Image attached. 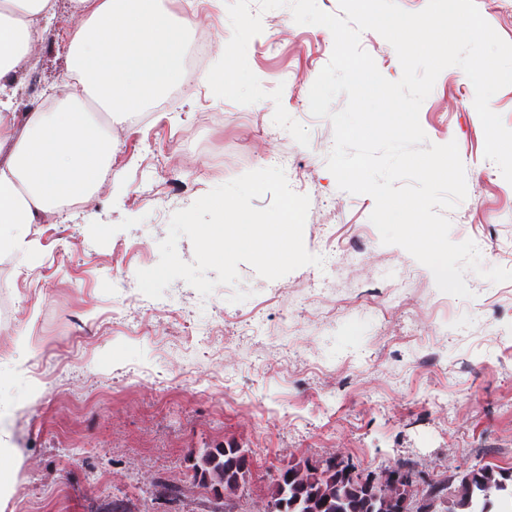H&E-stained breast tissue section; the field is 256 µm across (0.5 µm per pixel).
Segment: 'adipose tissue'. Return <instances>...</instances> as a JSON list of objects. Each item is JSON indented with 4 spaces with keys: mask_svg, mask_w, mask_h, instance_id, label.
<instances>
[{
    "mask_svg": "<svg viewBox=\"0 0 512 512\" xmlns=\"http://www.w3.org/2000/svg\"><path fill=\"white\" fill-rule=\"evenodd\" d=\"M56 0H0V258L29 225L91 194L112 161V114L183 83L189 23L162 0H71L76 17L66 91L50 109L17 114L16 73L54 16Z\"/></svg>",
    "mask_w": 512,
    "mask_h": 512,
    "instance_id": "1",
    "label": "adipose tissue"
}]
</instances>
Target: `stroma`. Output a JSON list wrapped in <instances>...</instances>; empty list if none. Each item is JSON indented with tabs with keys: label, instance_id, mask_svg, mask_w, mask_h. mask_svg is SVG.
<instances>
[{
	"label": "stroma",
	"instance_id": "35a3bbf8",
	"mask_svg": "<svg viewBox=\"0 0 512 512\" xmlns=\"http://www.w3.org/2000/svg\"><path fill=\"white\" fill-rule=\"evenodd\" d=\"M262 24L248 64L265 90L282 88L309 146L270 128L271 100L212 93L206 68L232 34L223 24L196 81L113 119L98 192L31 225L28 248L0 260V446L17 457L5 512H257L277 468L338 451L366 473L410 462L418 491L482 465L512 468V281L467 273L473 296L460 299L382 244L373 198L338 189L326 167L333 126L309 111L331 32L296 24L286 7ZM74 26L70 0H57L18 112L46 105L64 79ZM474 95L447 68L419 122L430 142H457L465 166L451 240L512 270V184L484 157ZM278 154L310 199L304 244L323 267L269 281L240 264L241 303L232 287L204 297L180 279L162 298L143 295L136 273L158 263L172 214ZM229 444L252 466L227 499L193 464ZM167 486L180 489L176 503Z\"/></svg>",
	"mask_w": 512,
	"mask_h": 512
}]
</instances>
